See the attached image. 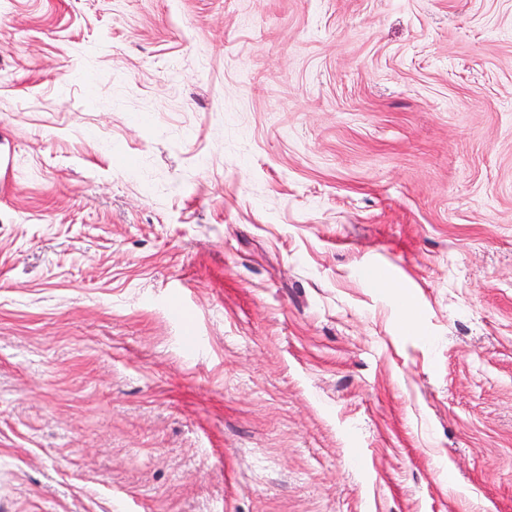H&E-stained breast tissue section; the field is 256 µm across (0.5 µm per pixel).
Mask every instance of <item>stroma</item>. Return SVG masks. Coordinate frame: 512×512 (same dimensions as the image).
Here are the masks:
<instances>
[{"mask_svg":"<svg viewBox=\"0 0 512 512\" xmlns=\"http://www.w3.org/2000/svg\"><path fill=\"white\" fill-rule=\"evenodd\" d=\"M0 512H512V0H0Z\"/></svg>","mask_w":512,"mask_h":512,"instance_id":"35a3bbf8","label":"stroma"}]
</instances>
